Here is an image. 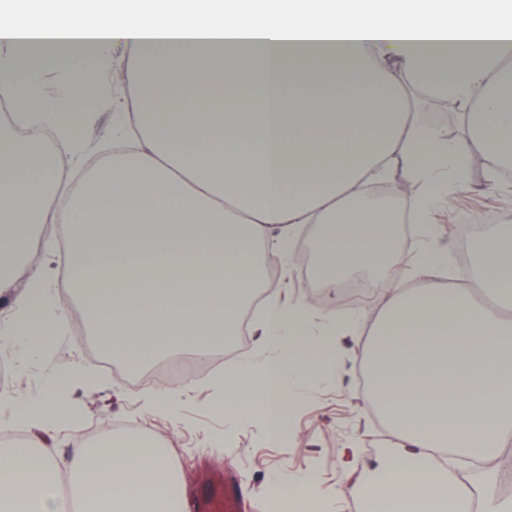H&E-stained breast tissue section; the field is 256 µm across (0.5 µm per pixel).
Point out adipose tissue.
I'll return each mask as SVG.
<instances>
[{
    "mask_svg": "<svg viewBox=\"0 0 512 512\" xmlns=\"http://www.w3.org/2000/svg\"><path fill=\"white\" fill-rule=\"evenodd\" d=\"M122 47L133 91L99 95L118 107L106 173L59 192L60 165L34 161L38 145L17 127L52 129L80 142L88 120L79 87L106 75ZM235 65L219 67L224 57ZM434 99L477 104L466 124L489 171L512 158V0H0V96L15 108L0 126V294L16 316L0 334L31 350L57 335L66 308L24 264L41 228L66 229L67 292L105 349L132 372L170 350L208 351L236 335L267 264L292 258L294 234L320 227L324 287L370 272L386 302L367 344L371 408L399 444L378 468L380 512H512L498 478L512 472V225L494 224L469 244L484 297L453 288H405L395 265L439 277L445 253L397 254L393 228L374 213H348L358 186L401 159L416 186L418 222L459 185L469 156L450 143L447 116L412 112L387 69ZM244 90L224 111L198 102L202 86ZM154 107H146L147 98ZM29 288L18 290L17 275ZM311 307L265 295L256 324L261 358L230 365L258 381V395L225 398L224 414L262 419L287 441L290 386L336 362L360 322L333 318L310 329ZM77 385L78 366L58 368L37 399H20L24 427L50 424ZM480 465L469 477L445 453ZM71 498L57 492L52 448L32 441L0 449V512H185L164 448L148 440L78 446L68 463Z\"/></svg>",
    "mask_w": 512,
    "mask_h": 512,
    "instance_id": "1",
    "label": "adipose tissue"
}]
</instances>
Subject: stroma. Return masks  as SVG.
<instances>
[{"instance_id":"35a3bbf8","label":"stroma","mask_w":512,"mask_h":512,"mask_svg":"<svg viewBox=\"0 0 512 512\" xmlns=\"http://www.w3.org/2000/svg\"><path fill=\"white\" fill-rule=\"evenodd\" d=\"M473 228L487 224H512V179L467 180L465 188L450 195L433 212L432 244L446 253L448 270L433 284L443 288L473 289L468 260L461 254L468 244L448 233L449 223ZM90 333L83 324L66 320L50 350L31 352L11 344L15 372L22 377L19 395L36 398L46 376L56 368L75 363L90 367L97 379L94 389L71 391L68 412L60 424L43 433L58 463H66L77 438L89 429L105 428L122 420L140 423L145 433L164 431L167 451L181 492H189L199 474L208 469L229 470L244 477L252 500L264 498L267 482L275 476L288 480L308 479L313 501L320 512H354L352 484L369 483L376 467L391 456L398 440L382 414L366 408L361 377L367 361L360 351L343 349L337 365L324 369L311 383L296 388L297 404L291 411L287 442L274 444L257 421L236 424L219 414L216 393L207 382L225 375V366L205 372L204 383L183 394L176 415L154 413L146 405L157 385L132 388L101 365L82 354L80 342Z\"/></svg>"}]
</instances>
